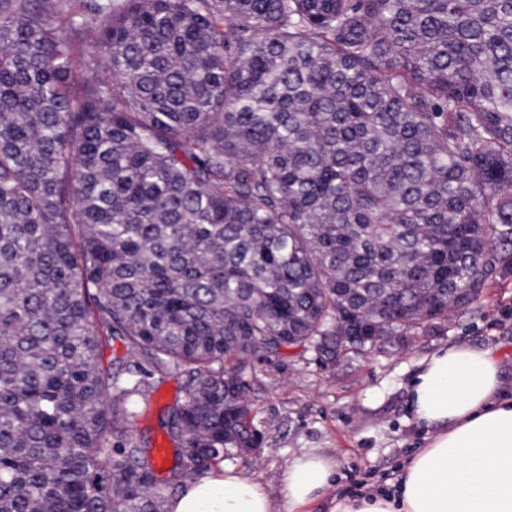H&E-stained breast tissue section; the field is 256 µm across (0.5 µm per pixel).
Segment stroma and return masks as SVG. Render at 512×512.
Returning a JSON list of instances; mask_svg holds the SVG:
<instances>
[{
	"mask_svg": "<svg viewBox=\"0 0 512 512\" xmlns=\"http://www.w3.org/2000/svg\"><path fill=\"white\" fill-rule=\"evenodd\" d=\"M494 349L502 390L512 396V275L489 282L480 299L448 321L408 337L386 354L319 368L313 353L297 359L256 354L251 395L264 443L230 465L280 501L289 461L325 454L335 462L334 485L312 512H333L344 498L388 489L389 482L429 436L410 409V381L433 352L456 346Z\"/></svg>",
	"mask_w": 512,
	"mask_h": 512,
	"instance_id": "1",
	"label": "stroma"
}]
</instances>
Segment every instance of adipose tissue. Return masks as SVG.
I'll return each mask as SVG.
<instances>
[{
  "label": "adipose tissue",
  "mask_w": 512,
  "mask_h": 512,
  "mask_svg": "<svg viewBox=\"0 0 512 512\" xmlns=\"http://www.w3.org/2000/svg\"><path fill=\"white\" fill-rule=\"evenodd\" d=\"M492 350L467 346L433 353L411 381L418 423L433 436L407 462L397 494L338 503L336 512H512V398L500 396ZM334 463L321 455L291 460L283 499L235 469L215 463L169 498L167 512H308L331 484Z\"/></svg>",
  "instance_id": "adipose-tissue-1"
}]
</instances>
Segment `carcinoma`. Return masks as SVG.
<instances>
[{
	"mask_svg": "<svg viewBox=\"0 0 512 512\" xmlns=\"http://www.w3.org/2000/svg\"><path fill=\"white\" fill-rule=\"evenodd\" d=\"M507 273L512 0H0V512H167L261 448L249 357L384 351ZM180 379L172 374L161 378L158 382L157 392L154 395L149 406L141 405L139 407L140 416L138 427L149 430L155 429L158 432L157 445L162 442V434L158 430V412L166 404H171L180 395Z\"/></svg>",
	"mask_w": 512,
	"mask_h": 512,
	"instance_id": "obj_1",
	"label": "carcinoma"
}]
</instances>
